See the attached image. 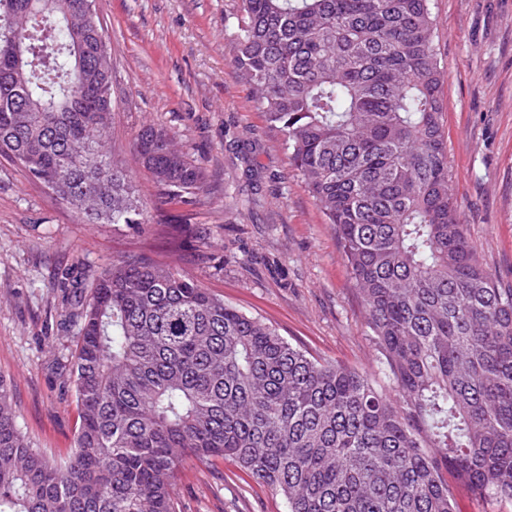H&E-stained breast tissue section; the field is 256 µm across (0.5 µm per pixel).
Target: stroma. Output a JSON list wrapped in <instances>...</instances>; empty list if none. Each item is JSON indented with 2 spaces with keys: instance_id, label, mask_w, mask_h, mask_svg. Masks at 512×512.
Wrapping results in <instances>:
<instances>
[{
  "instance_id": "1",
  "label": "stroma",
  "mask_w": 512,
  "mask_h": 512,
  "mask_svg": "<svg viewBox=\"0 0 512 512\" xmlns=\"http://www.w3.org/2000/svg\"><path fill=\"white\" fill-rule=\"evenodd\" d=\"M112 57L110 157L142 198L157 189L133 149L148 124L175 135L207 181L191 210L86 224L0 157V376L35 448L65 456L80 424L72 299L112 261L147 253L272 325L314 357L388 387L336 233L292 168L282 134L233 64L235 0H97ZM443 130L460 221L479 259L512 283V0H432ZM67 288L52 284L57 270ZM180 512H285L233 461L189 460Z\"/></svg>"
}]
</instances>
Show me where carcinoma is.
Returning <instances> with one entry per match:
<instances>
[{
  "label": "carcinoma",
  "mask_w": 512,
  "mask_h": 512,
  "mask_svg": "<svg viewBox=\"0 0 512 512\" xmlns=\"http://www.w3.org/2000/svg\"><path fill=\"white\" fill-rule=\"evenodd\" d=\"M85 2L0 0V156L87 224H146L106 152L104 30L69 26ZM238 3L234 66L334 226L394 394L131 255L74 302L70 455L33 447L0 376V512H180V466L218 457L287 512H455L457 485L512 502V285L459 221L431 0ZM134 149L194 205L205 173L169 130Z\"/></svg>",
  "instance_id": "obj_1"
}]
</instances>
